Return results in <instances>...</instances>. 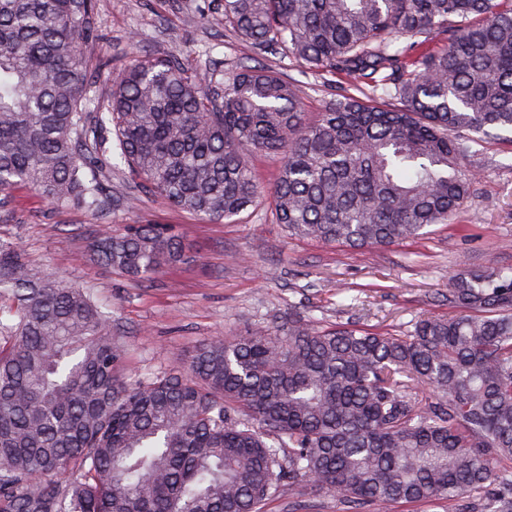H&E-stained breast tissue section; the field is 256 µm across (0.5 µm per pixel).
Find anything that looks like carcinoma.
<instances>
[{"label": "carcinoma", "mask_w": 512, "mask_h": 512, "mask_svg": "<svg viewBox=\"0 0 512 512\" xmlns=\"http://www.w3.org/2000/svg\"><path fill=\"white\" fill-rule=\"evenodd\" d=\"M254 56L347 86L311 122L302 90L137 54L95 97L100 0H0V208L18 184L112 206L115 159L179 210L258 206L254 155L284 157L276 223L352 249L420 238L473 193L471 144L512 131V0H202ZM97 262L140 281L187 260L159 224L104 229ZM452 317L407 337L288 319L211 338L186 375L124 377L112 316L0 238V512H264L286 482L351 512L469 495L512 512V274L463 268Z\"/></svg>", "instance_id": "1"}]
</instances>
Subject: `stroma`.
Masks as SVG:
<instances>
[{
  "instance_id": "35a3bbf8",
  "label": "stroma",
  "mask_w": 512,
  "mask_h": 512,
  "mask_svg": "<svg viewBox=\"0 0 512 512\" xmlns=\"http://www.w3.org/2000/svg\"><path fill=\"white\" fill-rule=\"evenodd\" d=\"M194 0H102L103 38L93 58L120 67L136 52L174 56L192 70L231 67L248 57L245 42L217 17L194 11ZM263 65L290 75L304 90V110L316 117L331 97L321 82L266 57ZM465 166L475 190L448 223L419 240L352 250L291 236L269 202L231 223H209L143 190L132 176L113 173L107 189L132 206L94 215L57 206L17 185L0 217V236L25 260L90 293L112 313V334L126 348V374L147 378L187 366L204 340L272 333L297 317L320 327L336 324L409 335L425 313L448 315L442 296L460 268L512 271V134L472 145ZM163 224L184 242L190 258L147 282L89 261L97 229ZM267 512H346L336 498L309 485L282 487Z\"/></svg>"
}]
</instances>
